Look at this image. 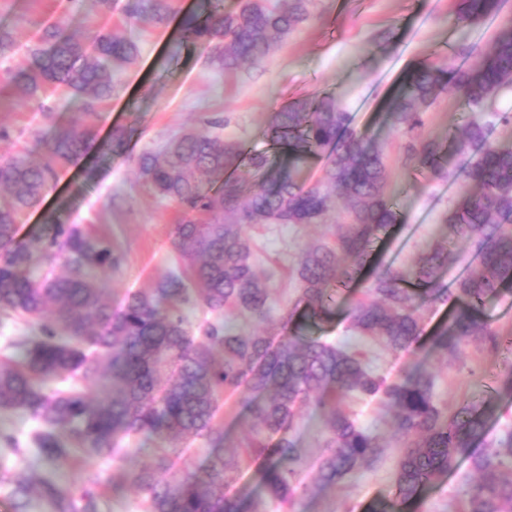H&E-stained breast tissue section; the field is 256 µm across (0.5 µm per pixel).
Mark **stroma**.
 <instances>
[{"instance_id":"1","label":"stroma","mask_w":512,"mask_h":512,"mask_svg":"<svg viewBox=\"0 0 512 512\" xmlns=\"http://www.w3.org/2000/svg\"><path fill=\"white\" fill-rule=\"evenodd\" d=\"M126 2L114 0L107 7L99 0H0V29L12 39L11 47L0 54V71L28 69L32 64L29 48L56 25L78 37L91 27L108 28L139 46L136 62L115 74L123 93L106 102L96 120L103 138L114 128L127 130L125 151L106 156L93 153L84 163L61 168L40 207L23 216L21 233L38 229L48 214H60L66 223L104 235L123 254L118 269L101 274L113 300L154 287L179 267L170 236L179 211L175 204L156 198L138 184V156L177 133L198 128L207 118L224 120L225 139L240 141L248 151L273 156L267 135L270 112L324 93L333 94L351 113L357 130L370 133L384 147L390 172L387 192L401 221L376 243L379 258L406 266L439 233L463 183L408 168L402 140L390 132L382 107L409 71L446 57L459 43L474 45L466 63L476 66L497 27L512 18V0H503L499 16L465 33L455 25L450 0H315L313 17L269 59L231 75L209 65L204 51L177 39L183 19L200 12L202 0H175L169 20L151 26L125 21ZM42 99L53 108L54 121L34 112L22 95L0 94V126L10 129L14 137L10 143L0 141V155L24 147L31 159H41L42 139L77 118V100L57 92L44 93ZM468 118L463 101L450 93L428 109L423 132L443 141ZM328 234L325 226L263 224L252 228L257 264L271 274L280 299L272 311V323H279L283 302H295L299 296L293 271L302 250ZM422 314L425 337L409 352H393L372 339L352 335L341 313L322 324L318 334L357 348L372 371L390 379L425 364L437 376L436 398L448 413L494 399L496 412L486 438L487 445H494L512 431V397L500 391L512 355L473 343L457 360L426 356L428 338L447 319L448 309L437 305L424 308ZM345 405L358 425L390 442L391 415L386 408L358 399L346 400ZM321 430L318 413L304 408L296 435L307 456L302 476L308 489L297 512H368L372 502L393 499L399 451L390 446L377 466L361 463L336 485L317 484L313 464L319 455ZM469 474L468 462H461L456 473L427 487L402 512H460L457 489Z\"/></svg>"}]
</instances>
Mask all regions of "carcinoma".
I'll list each match as a JSON object with an SVG mask.
<instances>
[{"label":"carcinoma","mask_w":512,"mask_h":512,"mask_svg":"<svg viewBox=\"0 0 512 512\" xmlns=\"http://www.w3.org/2000/svg\"><path fill=\"white\" fill-rule=\"evenodd\" d=\"M455 23L474 26L498 14L501 0H453ZM311 0H208L187 16L183 44L207 52L229 72L259 64L310 17ZM174 12V0H129L127 15L155 24ZM461 43L438 64L413 69L403 92L388 106L390 127L406 139L405 165L437 178L454 173L463 158L466 187L448 210L449 237L423 249L404 270H375L362 293L354 288L379 239L399 221L385 192L389 172L383 147L352 126L349 112L331 95L296 100L270 113L268 133L284 161L247 153L208 129L183 132L137 160L141 185L180 212L171 239L182 270L154 288L128 293L112 304L98 274L117 268L123 254L112 244L50 215L45 228L19 235V218L40 205L56 168L77 164L91 151L120 153L127 131L99 137L98 105L119 94L113 71L133 63L138 47L109 29L81 38L46 32L32 50V67L10 76L32 109L52 111L38 92L60 89L78 99L81 117L44 142V161L20 153L0 158V327L23 321L38 332L10 341L0 357V410L21 411L33 422L26 439L0 432V453L31 454L47 466L79 470L74 483L45 477L31 487L26 471L0 470V489L12 512H29L32 496L46 512H104L108 490L136 493L141 512H243L224 498V488L257 462L263 497L292 512L307 490L301 479L304 452L296 437L301 409L321 416L325 437L317 482L334 485L359 461L372 463L389 444L359 427L342 398H379L395 413V502L378 501L371 512H394L429 484L469 462L479 474L463 481L465 512H512V431L493 448L478 449L495 406L465 405L448 416L435 400V376L416 368L390 383L344 345L304 333L329 320L346 295L353 332L392 351H407L423 334L420 309L449 303L452 314L432 338V348L458 359L473 341L498 351L512 349L483 318L486 302L512 283V143L491 139L496 126L512 127V110L499 102L512 90V19L491 42L476 69L461 60ZM453 89L472 118L452 135L453 153L419 134L427 109ZM318 158V179L300 176ZM333 241L307 244L295 271L300 296L281 317L282 336L243 332L271 318L276 289L257 271L251 224H325L334 212ZM473 248L475 266L448 289L439 272L455 259L452 244ZM203 318L192 324L187 309ZM245 391L242 406L251 430L240 450L224 452L219 413L224 393ZM157 437L151 463L127 468L124 439ZM190 438L208 443L206 463L187 448ZM120 464V482L108 483L88 467L94 459Z\"/></svg>","instance_id":"obj_1"}]
</instances>
